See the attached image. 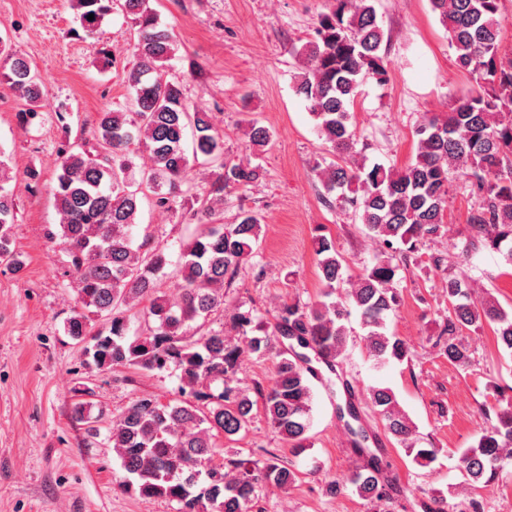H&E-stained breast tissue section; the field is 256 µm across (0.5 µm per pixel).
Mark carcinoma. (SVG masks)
<instances>
[{
    "instance_id": "obj_1",
    "label": "carcinoma",
    "mask_w": 512,
    "mask_h": 512,
    "mask_svg": "<svg viewBox=\"0 0 512 512\" xmlns=\"http://www.w3.org/2000/svg\"><path fill=\"white\" fill-rule=\"evenodd\" d=\"M80 26L96 31L102 19L120 10L137 28L127 82L134 90L131 109L99 113L95 140L99 151L61 150L53 195L61 215L47 238L59 242L75 277L79 310L67 321V334L86 342V364L97 369L133 366L148 371L180 370L181 399L160 402L152 395L138 398L112 421L110 440L125 471L134 476L144 498H163L175 512H253L263 487L286 489L296 472L275 453L262 449L265 459L250 453L228 455L215 439L244 434L253 419L254 402L230 385V373L245 353L270 356L275 371L269 384L257 386L271 428L298 449L305 448L313 397L312 361L336 371L351 334L347 326L356 310L365 330L371 358L383 363L408 355L406 341L388 332L386 319L399 304L394 287L396 267L380 255L354 278L343 277L342 258L332 241L316 238L318 267L326 290L309 305L282 303L274 316L272 334L251 336L258 319L251 310L232 317L238 338L224 336V325L209 327L188 341V322L207 321L224 309V288L255 254L261 219L241 210L232 224L221 222L224 190L247 187L258 180L260 166L224 159V137L201 105L184 99L180 76L170 61L176 36L161 25L149 0H72ZM433 13L448 34L457 69L468 74L477 89L450 112L430 117L418 130L414 158L402 167L352 165L355 135L352 119L363 81H386L382 45L385 32L372 0H334L322 15L315 35L300 51L301 71L294 92L316 123L320 137L336 151L338 161L320 169L318 178L329 193L351 207L368 234L387 245L399 242L414 252L445 224L448 179L452 173L471 176L485 192L480 209L470 217L472 241H485L512 264V51L503 49L498 16L502 0H430ZM94 19H88V15ZM0 60L8 66L10 87L26 99V116L45 106L42 82L27 57L0 37ZM248 146L265 147L271 132L252 120ZM149 164L133 172L139 148ZM194 165L210 169L213 181L201 191L188 180ZM7 165L0 160V265L15 272L24 261L13 247L17 203L5 189ZM165 211L181 210L197 221L180 262L168 268L161 251L135 243L133 229L144 203ZM166 278L177 289L174 300L160 293ZM448 362L469 365L467 346L456 338L465 331L489 326L497 347L512 358V311L492 296L476 303L468 276L448 277ZM143 304L147 333L128 339L127 308ZM110 321L109 333L91 334V317ZM311 350L315 358L286 347L283 340ZM368 401L385 422V429L427 467L436 459L433 448L414 449L416 425L386 386L367 388ZM75 420L96 432L86 403L74 404ZM351 436V452L360 463L346 482L362 499H391L397 476L383 461L381 449L368 446L369 435L351 400L337 407ZM512 456V403L501 406L481 429L475 444L458 458V469L469 493L490 486L501 462Z\"/></svg>"
}]
</instances>
